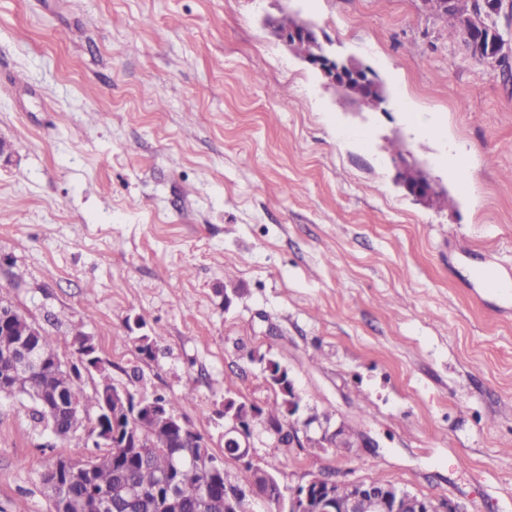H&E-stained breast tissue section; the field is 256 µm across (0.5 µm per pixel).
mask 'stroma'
I'll use <instances>...</instances> for the list:
<instances>
[{"mask_svg":"<svg viewBox=\"0 0 512 512\" xmlns=\"http://www.w3.org/2000/svg\"><path fill=\"white\" fill-rule=\"evenodd\" d=\"M282 16L371 69L385 102L327 85L272 35ZM497 29L503 71L423 0H0V297L89 335L116 385L193 384L179 413L216 455L225 399L276 396L264 358L298 423L325 413L377 443L258 435L281 485L337 470L441 512H512V0ZM404 162L447 202L408 195ZM93 441L0 400V512H50L48 460Z\"/></svg>","mask_w":512,"mask_h":512,"instance_id":"obj_1","label":"stroma"}]
</instances>
